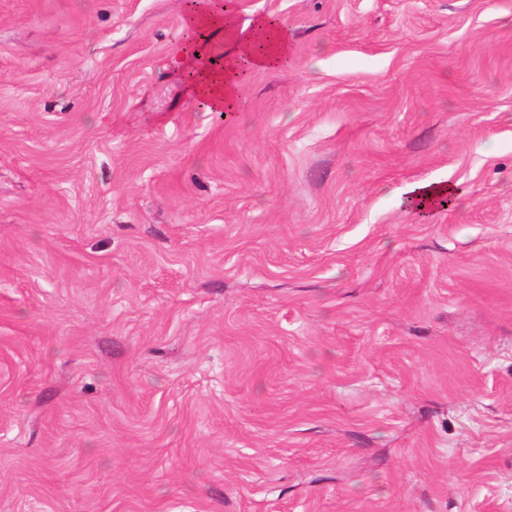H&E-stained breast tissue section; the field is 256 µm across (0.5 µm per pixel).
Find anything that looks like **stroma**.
<instances>
[{
  "label": "stroma",
  "mask_w": 512,
  "mask_h": 512,
  "mask_svg": "<svg viewBox=\"0 0 512 512\" xmlns=\"http://www.w3.org/2000/svg\"><path fill=\"white\" fill-rule=\"evenodd\" d=\"M229 3L0 0V512H512V0ZM184 25L189 35L201 30L222 33L229 45L223 64L216 68L199 66L200 55L192 36L181 49L195 94L214 112L240 111V86L248 71H277L288 66V34L272 15L259 16L239 29L230 11L224 9V13H219L213 9L212 0H195L185 15ZM462 191L447 179H432L408 185L400 200L423 218L456 205Z\"/></svg>",
  "instance_id": "stroma-1"
}]
</instances>
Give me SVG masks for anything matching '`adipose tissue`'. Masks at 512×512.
I'll use <instances>...</instances> for the list:
<instances>
[{
    "mask_svg": "<svg viewBox=\"0 0 512 512\" xmlns=\"http://www.w3.org/2000/svg\"><path fill=\"white\" fill-rule=\"evenodd\" d=\"M185 27L191 33L201 30L222 33L228 45L222 65L216 68L200 67L194 40H187L181 49L193 90L212 111H240V86L247 73L277 71L289 62L288 34L274 16H260L241 27L231 12L215 11L212 0H193L185 15ZM460 195L456 185L438 178L408 185L402 190L400 200L425 217L452 208Z\"/></svg>",
    "mask_w": 512,
    "mask_h": 512,
    "instance_id": "obj_1",
    "label": "adipose tissue"
}]
</instances>
